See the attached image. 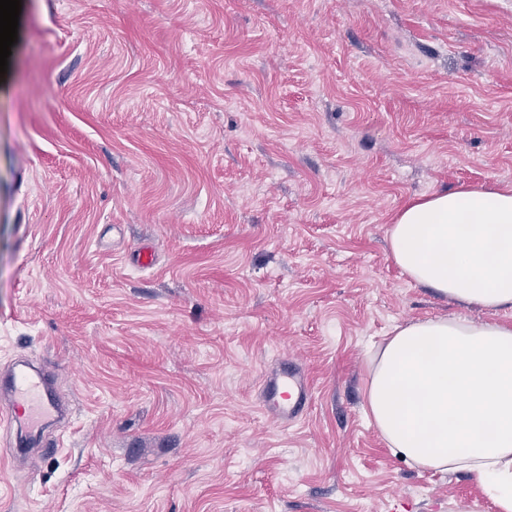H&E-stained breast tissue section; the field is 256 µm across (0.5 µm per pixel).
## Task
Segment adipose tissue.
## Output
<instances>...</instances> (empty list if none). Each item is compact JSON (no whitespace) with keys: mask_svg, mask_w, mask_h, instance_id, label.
I'll use <instances>...</instances> for the list:
<instances>
[{"mask_svg":"<svg viewBox=\"0 0 512 512\" xmlns=\"http://www.w3.org/2000/svg\"><path fill=\"white\" fill-rule=\"evenodd\" d=\"M389 242L415 283L512 309V190L462 186L412 201ZM365 402L412 466L470 473L496 512H512V325L444 317L395 326L370 358Z\"/></svg>","mask_w":512,"mask_h":512,"instance_id":"adipose-tissue-1","label":"adipose tissue"}]
</instances>
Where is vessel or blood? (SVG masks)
<instances>
[{"label": "vessel or blood", "mask_w": 512, "mask_h": 512, "mask_svg": "<svg viewBox=\"0 0 512 512\" xmlns=\"http://www.w3.org/2000/svg\"><path fill=\"white\" fill-rule=\"evenodd\" d=\"M312 387L293 360H282L263 383L260 399L265 412L287 425L302 420L312 406ZM63 413L52 392L49 374L19 363L9 380L0 383V423L41 429Z\"/></svg>", "instance_id": "obj_1"}]
</instances>
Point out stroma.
<instances>
[{"label":"stroma","mask_w":512,"mask_h":512,"mask_svg":"<svg viewBox=\"0 0 512 512\" xmlns=\"http://www.w3.org/2000/svg\"><path fill=\"white\" fill-rule=\"evenodd\" d=\"M8 62L0 374L50 364L72 417L17 461L0 425V512H495L388 448L365 384L394 326L488 318L388 233L512 188V0H22ZM313 392L304 370L283 359L263 383L260 399L265 412L283 425L302 420L312 406Z\"/></svg>","instance_id":"obj_1"}]
</instances>
